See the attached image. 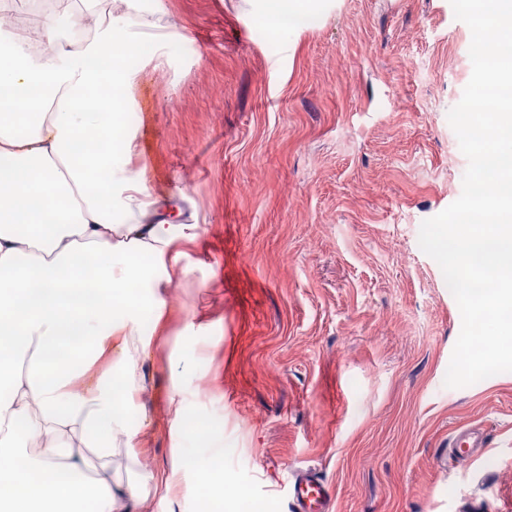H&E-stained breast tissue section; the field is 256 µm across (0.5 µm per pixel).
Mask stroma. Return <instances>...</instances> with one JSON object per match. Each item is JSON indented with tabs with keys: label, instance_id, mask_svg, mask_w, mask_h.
I'll return each instance as SVG.
<instances>
[{
	"label": "stroma",
	"instance_id": "35a3bbf8",
	"mask_svg": "<svg viewBox=\"0 0 512 512\" xmlns=\"http://www.w3.org/2000/svg\"><path fill=\"white\" fill-rule=\"evenodd\" d=\"M264 5L165 0L171 40L135 53L130 169L176 240L145 281L165 325L140 324L152 345L127 423L141 435L112 449V477L145 485L144 512H197L220 434L226 494L268 512H296L287 485L310 467L329 512H512V372L445 386L461 315L419 246L462 192L447 115L471 31L450 0H307L306 24L275 42ZM174 391L198 432L167 494L154 478ZM471 424L482 446L451 457Z\"/></svg>",
	"mask_w": 512,
	"mask_h": 512
}]
</instances>
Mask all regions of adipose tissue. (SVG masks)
I'll list each match as a JSON object with an SVG mask.
<instances>
[{"label": "adipose tissue", "mask_w": 512, "mask_h": 512, "mask_svg": "<svg viewBox=\"0 0 512 512\" xmlns=\"http://www.w3.org/2000/svg\"><path fill=\"white\" fill-rule=\"evenodd\" d=\"M80 2L65 21L17 29L0 48V512H134L142 502L136 487L113 488L93 458L117 437L135 438L125 407L150 348L135 323L164 310L161 299L144 300L142 279L174 239L167 220L147 217L144 178L117 174L138 150L125 126L137 45L109 16L83 38V15L101 0ZM109 322L117 335L103 334ZM106 355L118 371L111 387L71 391ZM27 360L39 381L24 373ZM168 408L172 463L156 480L167 491L191 435L182 399ZM34 435L44 443L35 456L21 449ZM200 467L198 512H266L246 493L225 497L222 454Z\"/></svg>", "instance_id": "1"}]
</instances>
